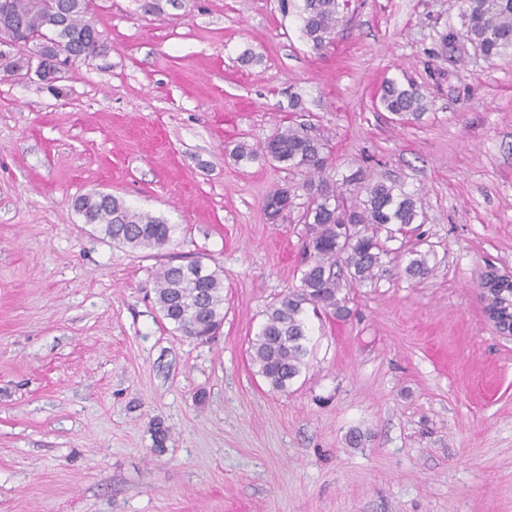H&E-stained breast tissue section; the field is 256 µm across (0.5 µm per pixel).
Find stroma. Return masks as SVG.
Masks as SVG:
<instances>
[{
    "label": "stroma",
    "instance_id": "stroma-1",
    "mask_svg": "<svg viewBox=\"0 0 512 512\" xmlns=\"http://www.w3.org/2000/svg\"><path fill=\"white\" fill-rule=\"evenodd\" d=\"M459 6L354 0L317 53L277 0H90L102 55L52 90L0 72V512H512V339L481 290L512 276V56L445 49ZM404 74L426 96L411 123L376 106ZM293 122L328 135L336 172L420 190L406 239L437 268L307 314V365L277 392L248 347L299 284L304 227L263 200L302 177L227 151ZM93 190L172 243L103 238L72 207ZM200 255L224 274L209 344L152 292Z\"/></svg>",
    "mask_w": 512,
    "mask_h": 512
}]
</instances>
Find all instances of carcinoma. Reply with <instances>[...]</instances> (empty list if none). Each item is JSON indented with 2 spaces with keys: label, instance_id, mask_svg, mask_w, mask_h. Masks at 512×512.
Masks as SVG:
<instances>
[{
  "label": "carcinoma",
  "instance_id": "obj_1",
  "mask_svg": "<svg viewBox=\"0 0 512 512\" xmlns=\"http://www.w3.org/2000/svg\"><path fill=\"white\" fill-rule=\"evenodd\" d=\"M350 7L351 0H278L282 16L295 17L302 38L316 52L333 43ZM88 10L89 0H0V34L50 46L44 61L48 68L71 58L86 60L104 51L97 29L86 20ZM459 18L460 33L442 35L443 45H452L459 35L486 61L512 55V0H460ZM378 101L400 121L418 119L426 109L420 86L409 77L385 79ZM230 156L238 165L263 160L303 175L299 189L306 201L300 222L306 227V259L300 285L267 306L250 353L257 375L272 390L285 392L306 366V306L345 318L349 308L343 289L375 284L395 272L410 280L433 274L431 249L419 243L389 246L395 234L423 223L422 199L403 183L362 169L339 181L330 178L332 159L325 137L310 134L302 124H291L255 145L239 142ZM286 194L297 198L283 188L265 197L270 219L281 215L279 200ZM73 207L84 223L97 225L113 243L132 249L161 250L175 232L174 225L111 194L81 195ZM154 292L162 318L189 339L208 342L224 323V279L217 269L194 277L183 272V265L168 264L154 274Z\"/></svg>",
  "mask_w": 512,
  "mask_h": 512
}]
</instances>
